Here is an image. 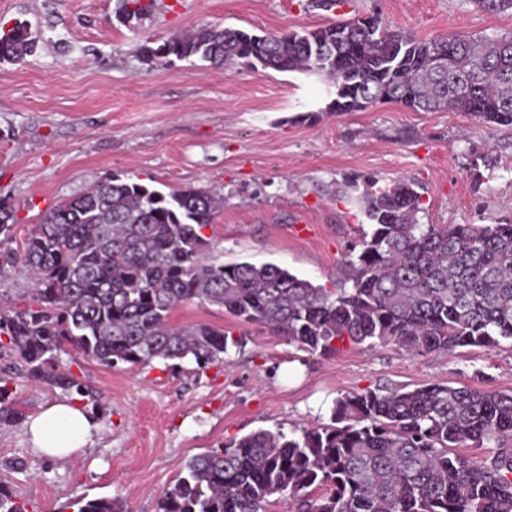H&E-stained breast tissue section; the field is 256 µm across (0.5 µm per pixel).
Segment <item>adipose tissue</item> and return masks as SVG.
Masks as SVG:
<instances>
[{"mask_svg":"<svg viewBox=\"0 0 512 512\" xmlns=\"http://www.w3.org/2000/svg\"><path fill=\"white\" fill-rule=\"evenodd\" d=\"M98 425L94 417L75 402L64 399L43 408L26 424L32 448L56 460L82 452Z\"/></svg>","mask_w":512,"mask_h":512,"instance_id":"adipose-tissue-1","label":"adipose tissue"}]
</instances>
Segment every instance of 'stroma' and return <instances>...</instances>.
I'll list each match as a JSON object with an SVG mask.
<instances>
[{"label":"stroma","mask_w":512,"mask_h":512,"mask_svg":"<svg viewBox=\"0 0 512 512\" xmlns=\"http://www.w3.org/2000/svg\"><path fill=\"white\" fill-rule=\"evenodd\" d=\"M116 0H0V27L28 22L36 54L0 65V197L17 207L15 239L114 173L161 190L223 197L203 234L221 262L273 263L325 287L367 222L365 178L421 187L423 224H494L512 217V130L465 112H414L395 103L327 111L331 82L272 70H223L198 60L147 65L148 38L203 25L279 33L328 23L305 0H155L119 23ZM376 15L428 39L512 34V13L473 0H349L337 18ZM318 120L302 121L307 112ZM178 325L231 332L241 347L198 369L156 359L107 367L60 356L92 388L99 429L81 453L36 454L23 426L0 429V483L29 512H76L80 500L120 497L159 512L191 457L250 432L329 422L347 393L440 383L512 391V341L493 348L407 353L395 345L337 346L311 355L223 308L188 303Z\"/></svg>","instance_id":"stroma-1"}]
</instances>
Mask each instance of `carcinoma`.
Masks as SVG:
<instances>
[{
    "label": "carcinoma",
    "instance_id": "carcinoma-1",
    "mask_svg": "<svg viewBox=\"0 0 512 512\" xmlns=\"http://www.w3.org/2000/svg\"><path fill=\"white\" fill-rule=\"evenodd\" d=\"M488 13L512 0H475ZM153 0H117L129 21ZM38 35L17 21L0 34V64L34 54ZM143 61L198 58L213 66L320 75L338 114L394 102L415 112H467L512 128V35L418 39L375 16L282 33L204 25L148 39ZM417 184L368 190L370 230L328 289L275 264H224L202 230L222 200L203 190L164 192L114 174L47 213L21 247L16 207L0 199V279L32 283L20 310L0 311V353L32 382L93 397L60 369L71 347L106 366L190 358L197 368L241 345L222 328L171 323L180 304L210 303L265 325L319 356L336 343L395 344L409 353L453 352L512 340V218L497 224H421ZM0 378V429L22 423ZM493 445L474 458L450 452ZM288 496L297 512H512V392L430 384L336 399L330 423L298 436L258 430L191 458L162 496L161 512H269ZM0 512H28L0 486ZM78 512H129L116 497Z\"/></svg>",
    "mask_w": 512,
    "mask_h": 512
}]
</instances>
